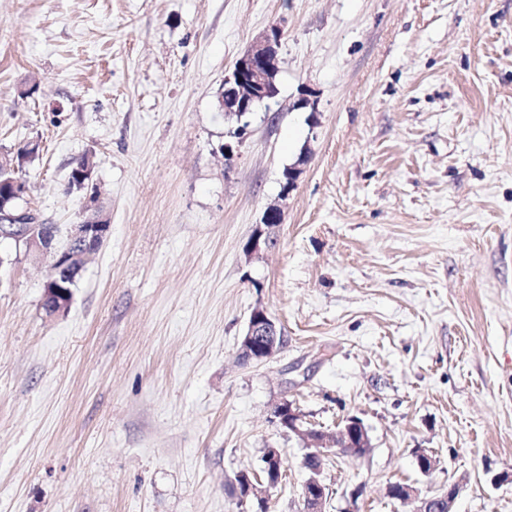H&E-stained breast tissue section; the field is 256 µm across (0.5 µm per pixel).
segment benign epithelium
Listing matches in <instances>:
<instances>
[{
  "label": "benign epithelium",
  "instance_id": "benign-epithelium-1",
  "mask_svg": "<svg viewBox=\"0 0 512 512\" xmlns=\"http://www.w3.org/2000/svg\"><path fill=\"white\" fill-rule=\"evenodd\" d=\"M282 32L271 29L262 40L251 46L236 62L230 75L224 77L223 90L219 97V108L224 117L241 118L253 105L276 94L275 79L278 73L277 49ZM283 211L278 206L269 207L262 222L255 225L247 246V253L257 254L274 244L273 229L282 222ZM110 221L106 215L96 211L82 222L72 224L66 239L56 241V229L51 224H41L26 211L13 207L8 210L0 205V237L23 244L26 251L36 256L51 255L50 274L44 285L43 303L50 315L66 312L72 299L71 284L83 270L89 256L96 253L109 235ZM283 346V336L276 322L262 308L255 309L249 318L239 348V359L243 363L262 362L273 358ZM276 410L288 413V431L296 434L311 448L304 457L308 478L301 491V512H325L326 484L322 479L319 462L333 448L347 449L357 456L365 455L372 448L371 437L364 423L349 417L333 435L304 425L301 414L291 403H282ZM417 466L424 476L431 475L438 466L434 452L427 448L415 450ZM262 475L242 472L236 475L234 484L240 504L254 498L266 504L259 487H275L280 473L281 453L277 448H267L261 458ZM463 479L448 480V489L430 494L407 485L399 497L401 501L416 500L417 512H454L453 507Z\"/></svg>",
  "mask_w": 512,
  "mask_h": 512
}]
</instances>
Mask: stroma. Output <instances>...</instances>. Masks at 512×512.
Here are the masks:
<instances>
[{
	"mask_svg": "<svg viewBox=\"0 0 512 512\" xmlns=\"http://www.w3.org/2000/svg\"><path fill=\"white\" fill-rule=\"evenodd\" d=\"M274 27L277 94L235 136L224 77ZM30 143L20 207L111 229L53 316L50 257L0 241V512H247L268 448V512H300L285 401L369 429L324 457L325 512L452 476L456 512H512V0H0V153ZM257 307L284 343L245 364ZM283 211L279 206L269 207L260 224H256L247 246V253L258 254L274 244L273 229L282 222ZM262 466L261 472L263 474V480L258 475L253 473V479L247 472H242L236 475L234 479V484L237 487V495L239 499V503L241 505L245 504L248 499L255 498L257 502L261 505L266 504L267 498L262 496L260 488L257 486L266 485V490L274 488L278 481L276 476L280 473L281 466V453L277 448H268L264 450V453L261 458Z\"/></svg>",
	"mask_w": 512,
	"mask_h": 512,
	"instance_id": "35a3bbf8",
	"label": "stroma"
}]
</instances>
